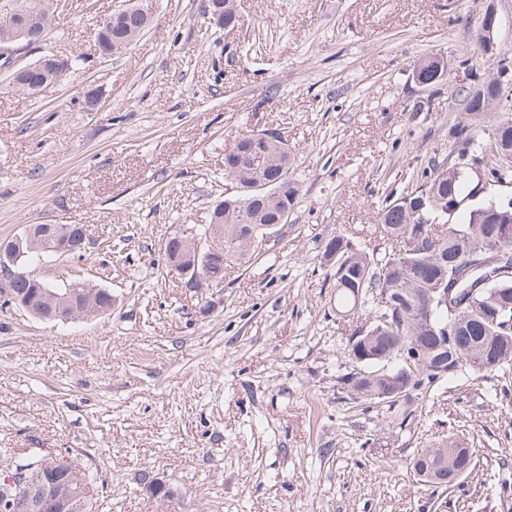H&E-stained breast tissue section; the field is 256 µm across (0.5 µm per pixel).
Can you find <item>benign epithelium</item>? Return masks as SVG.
Wrapping results in <instances>:
<instances>
[{
  "mask_svg": "<svg viewBox=\"0 0 512 512\" xmlns=\"http://www.w3.org/2000/svg\"><path fill=\"white\" fill-rule=\"evenodd\" d=\"M51 0H43L34 14L40 23L33 28L17 22L18 15L27 13L23 7L8 14L10 24L0 34V44L9 47L15 43L35 46L43 41L45 29L50 19ZM482 28L487 46L495 44L498 29V17L494 7L484 10ZM49 73L56 82L70 71L64 55L52 53L14 71V85L24 93L29 86L23 76L32 70ZM512 71L502 65L496 66V76L489 80L490 88L478 93L480 108L498 106L504 101V86L512 83L509 74ZM289 211L281 213L280 223L270 225V233L264 237L257 248L267 251L277 249L284 225L288 224ZM73 226L62 224H27L22 233L0 242V296L8 300L9 305L21 309L31 316L50 322H70L80 319H92L112 313L114 300L105 288L83 282L77 288L67 287L52 290L34 279L20 260L25 252L38 247L40 235H51L59 241L56 252L74 254L77 249H85L86 229H81L78 238L72 237ZM181 241V250L175 251L173 241L165 239L162 251L167 258L169 273L177 279L181 287L193 291H207L213 295L222 292L224 281H218L209 269V258L221 252L224 247V227L214 225L207 235L194 239L177 237ZM25 281L30 288L19 291L16 285ZM109 300V304H100V298ZM0 512H87L89 507L88 486L80 474V468L62 454H33L23 463L16 461L9 451H0Z\"/></svg>",
  "mask_w": 512,
  "mask_h": 512,
  "instance_id": "7a95c632",
  "label": "benign epithelium"
}]
</instances>
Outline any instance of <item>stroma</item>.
Instances as JSON below:
<instances>
[{
	"label": "stroma",
	"mask_w": 512,
	"mask_h": 512,
	"mask_svg": "<svg viewBox=\"0 0 512 512\" xmlns=\"http://www.w3.org/2000/svg\"><path fill=\"white\" fill-rule=\"evenodd\" d=\"M152 3L144 35L104 56L92 34L128 0H53L44 42L13 46L10 66L56 51L75 66L35 96L0 65V238L85 226L84 256L32 270L116 299L68 324L0 307V448L70 453L95 476L92 512H512V483L492 482L512 475V395L445 384L404 428L352 407L340 378L363 321L337 315L323 258L337 235L381 248L378 210L447 157L462 90L495 71L487 4L512 56V0H235L236 24L205 34L206 0ZM432 56L448 77L425 88L413 70ZM246 129L297 154V203L276 252L227 266L220 296L186 292L161 244L237 195L224 148ZM451 435L484 483L438 494L410 461Z\"/></svg>",
	"instance_id": "1"
}]
</instances>
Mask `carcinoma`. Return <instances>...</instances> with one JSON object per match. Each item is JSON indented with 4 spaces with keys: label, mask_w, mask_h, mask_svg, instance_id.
Wrapping results in <instances>:
<instances>
[{
    "label": "carcinoma",
    "mask_w": 512,
    "mask_h": 512,
    "mask_svg": "<svg viewBox=\"0 0 512 512\" xmlns=\"http://www.w3.org/2000/svg\"><path fill=\"white\" fill-rule=\"evenodd\" d=\"M145 18L132 12L107 18L98 28L110 53L138 40ZM512 134V113H505L480 133L459 121L448 130L454 148L449 161L420 169L407 186L378 213V229L395 246L377 256L355 248L342 236L330 238L323 256L332 262L336 312L365 315L359 341L348 344L350 359L361 371L342 376V385L357 407L387 411L411 402L429 389L468 373L492 378L512 367V272L481 283L487 251L504 247L512 254V198L490 194L475 204L468 217L454 220L465 200L469 171L483 170L493 190L512 184V163L498 156V140ZM295 156L288 146L266 142L252 131L234 138L224 151V174L237 183L255 179L274 182V193L262 198L244 194L231 198L224 213L211 220L224 225V252L211 260L213 273L242 262L254 252L281 212L294 207L298 188L288 177ZM460 250L471 256L473 270L463 275L454 267ZM457 285V296L442 302L441 283ZM448 328V337L442 336ZM416 344L419 362L398 358ZM413 470L429 487L451 489L475 467L473 451L450 436L420 448Z\"/></svg>",
    "instance_id": "carcinoma-1"
}]
</instances>
